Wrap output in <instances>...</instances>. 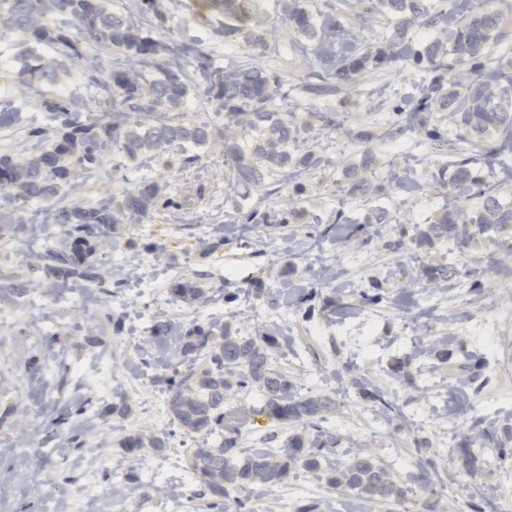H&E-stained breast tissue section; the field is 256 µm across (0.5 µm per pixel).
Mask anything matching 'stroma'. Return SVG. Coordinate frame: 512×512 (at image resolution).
Segmentation results:
<instances>
[{
  "instance_id": "1",
  "label": "stroma",
  "mask_w": 512,
  "mask_h": 512,
  "mask_svg": "<svg viewBox=\"0 0 512 512\" xmlns=\"http://www.w3.org/2000/svg\"><path fill=\"white\" fill-rule=\"evenodd\" d=\"M301 6L319 19L336 15L352 32L337 41V56L359 45L370 58L336 94L314 93L321 68L302 50L307 36L288 25L281 0H258L280 47L258 60L283 78L276 107L298 129L289 152L319 160L299 184H281L280 173L271 172L265 186L230 188L224 112L194 83L175 112L212 128L196 166L180 169L171 151L133 161L110 143L101 166L75 172L59 192L57 201L92 204L145 181L174 199V207L140 222L115 225L95 246L93 259L122 283L116 294L49 269L44 255L59 247L60 225L39 234L25 219L0 229V284L13 289L0 297V512H70L79 491L84 512H194L205 505L190 451L214 447L219 437L186 435L164 412L174 370L152 335L162 317L187 329L218 323L243 336L279 330L276 366L300 394L333 401L325 426L336 435L337 459L369 451L405 490L403 504L388 507L297 467L286 483L226 501V512H452L468 498L486 512H512V257L489 237L466 247H389L401 231L415 233L453 203L447 182L458 157L448 142L456 128L440 124L437 110L425 126L398 133L393 119L396 108L417 106L439 64L452 73L458 67L453 56L433 54L429 25L339 0ZM223 20L215 0H187L151 35L170 46L188 36L206 39ZM58 84L70 88L78 113L93 109L98 126L111 123L112 101L88 89L82 64L69 63ZM323 112L335 113L334 127H324ZM50 123L41 96L21 90L11 125L0 126V146L35 158L24 132ZM496 145L492 137L474 142L466 155L477 176L494 179L501 200L512 202V151L491 155ZM273 212L280 223L266 224ZM336 223L345 225L344 235H326ZM442 263L452 277L430 286L421 268ZM163 272L167 285L148 295L139 290L138 280ZM185 277L203 288L207 303L173 301L169 284ZM289 288L302 289V299L272 307V295ZM365 292L381 295V303H361ZM438 339L447 343V361L430 351ZM100 361L109 366L108 397L86 380ZM376 390L393 412L372 399ZM261 406L251 388L224 410L244 452L258 448L259 436L283 442L296 431ZM485 429L498 445L484 449L482 467L467 470L458 441ZM132 432L164 438L167 446L142 449V463H133L121 446ZM425 468L442 475L428 490L418 479Z\"/></svg>"
}]
</instances>
